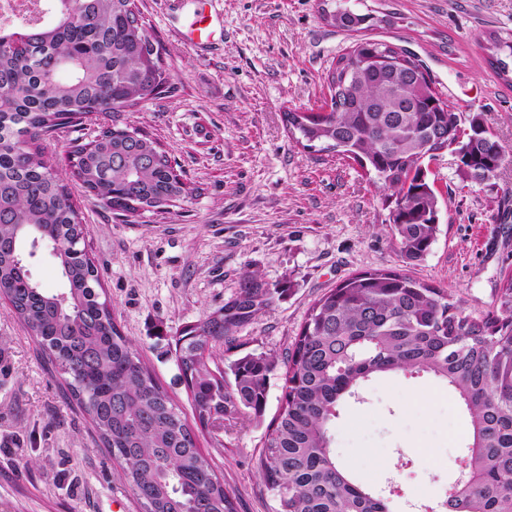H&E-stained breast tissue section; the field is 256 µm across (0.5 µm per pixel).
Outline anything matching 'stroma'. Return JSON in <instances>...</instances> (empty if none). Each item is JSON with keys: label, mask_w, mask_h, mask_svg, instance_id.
Returning <instances> with one entry per match:
<instances>
[{"label": "stroma", "mask_w": 512, "mask_h": 512, "mask_svg": "<svg viewBox=\"0 0 512 512\" xmlns=\"http://www.w3.org/2000/svg\"><path fill=\"white\" fill-rule=\"evenodd\" d=\"M339 5L375 17L369 37L413 54L443 99L482 114L512 145V84L485 50L489 33L512 35V0H213L221 29L202 46L178 33L193 11L185 0H137L170 81L128 122L163 145L193 197L134 219L79 185L71 192L115 324L187 422L195 417L175 340L233 297L245 272L284 292L221 348L223 370L248 353L285 357L314 301L352 274L391 267L481 311L512 269V163L472 186L453 156L438 157L429 174L439 197L436 240L409 264L374 176L286 127L284 113L330 105L327 74L355 41L321 16ZM282 386L274 371L262 416L227 421L217 437L198 434L237 512H272L259 452ZM363 397L336 421L337 458L376 489L397 484L393 512L436 506L469 438L454 394L428 376L392 374L367 383ZM116 495L122 512H144L37 340L0 299V512H109Z\"/></svg>", "instance_id": "35a3bbf8"}]
</instances>
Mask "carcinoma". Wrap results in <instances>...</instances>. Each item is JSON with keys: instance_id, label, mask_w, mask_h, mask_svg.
Returning <instances> with one entry per match:
<instances>
[{"instance_id": "cac0c4a2", "label": "carcinoma", "mask_w": 512, "mask_h": 512, "mask_svg": "<svg viewBox=\"0 0 512 512\" xmlns=\"http://www.w3.org/2000/svg\"><path fill=\"white\" fill-rule=\"evenodd\" d=\"M46 2L45 19L19 33L0 29V297L58 369L145 507L237 512L195 432L115 325L66 179L41 147L65 125L99 117V134L70 149L72 177L86 191L133 218L187 198L166 152L122 121L167 87L161 48L135 0ZM323 19L354 32L369 22L342 7ZM328 83L331 111L287 112L285 121L402 197L390 233L405 260H423L439 213L422 160L426 141L468 155L460 176L472 185L497 178L512 148L481 115L462 121L420 65L385 43L356 40ZM37 244L51 247L63 287L31 277L26 257ZM283 293L249 271L224 306L179 331L175 360L200 427L213 413L263 414L276 358L247 354L228 377L214 375L210 361ZM283 365L282 404L259 464L274 512H391L389 497L337 460L330 428L344 403H362L366 383L392 373L445 383L469 417L445 512H512V274L500 279L490 308L472 312L400 270L357 273L312 304Z\"/></svg>"}]
</instances>
